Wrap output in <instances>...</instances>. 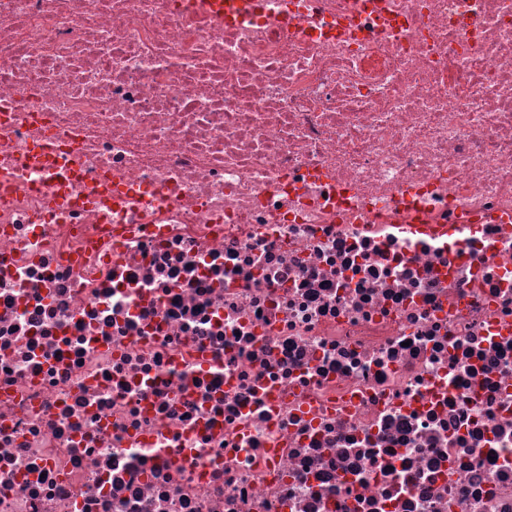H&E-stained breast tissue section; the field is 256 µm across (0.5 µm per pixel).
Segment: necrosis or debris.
<instances>
[{
    "mask_svg": "<svg viewBox=\"0 0 512 512\" xmlns=\"http://www.w3.org/2000/svg\"><path fill=\"white\" fill-rule=\"evenodd\" d=\"M0 512H512V0H0Z\"/></svg>",
    "mask_w": 512,
    "mask_h": 512,
    "instance_id": "4bbe7bcc",
    "label": "necrosis or debris"
}]
</instances>
